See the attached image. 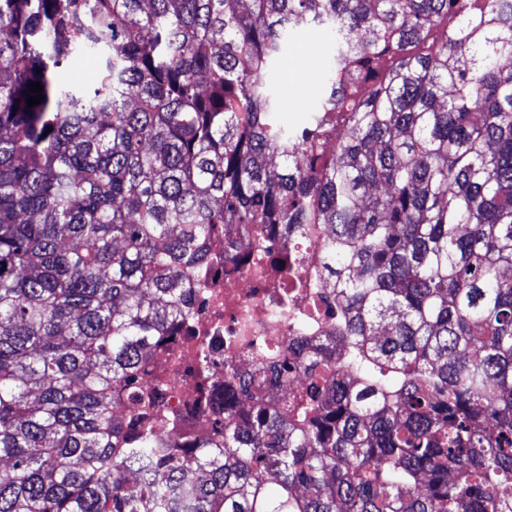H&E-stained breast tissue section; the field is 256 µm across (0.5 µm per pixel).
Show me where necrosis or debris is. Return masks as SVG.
I'll return each instance as SVG.
<instances>
[{"instance_id":"necrosis-or-debris-1","label":"necrosis or debris","mask_w":512,"mask_h":512,"mask_svg":"<svg viewBox=\"0 0 512 512\" xmlns=\"http://www.w3.org/2000/svg\"><path fill=\"white\" fill-rule=\"evenodd\" d=\"M323 236L322 225H308L295 271L303 282L299 288L286 286L278 264L259 257L251 240L230 254L223 237H216L206 266L188 272L191 311L171 335L161 337L141 369L144 386L162 385V409L152 429L161 447L195 445L223 420L228 373L270 371L263 395L273 405L305 392L302 369L284 378L272 370L298 334L315 342L330 330L336 306L321 268Z\"/></svg>"}]
</instances>
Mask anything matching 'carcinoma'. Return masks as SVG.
Returning <instances> with one entry per match:
<instances>
[{
  "mask_svg": "<svg viewBox=\"0 0 512 512\" xmlns=\"http://www.w3.org/2000/svg\"><path fill=\"white\" fill-rule=\"evenodd\" d=\"M299 28L334 52L290 127ZM506 61L499 0H0V512H512ZM233 224L285 266L327 228L336 320L280 363L302 398L257 370L164 453L112 400L154 401L142 364Z\"/></svg>",
  "mask_w": 512,
  "mask_h": 512,
  "instance_id": "obj_1",
  "label": "carcinoma"
}]
</instances>
